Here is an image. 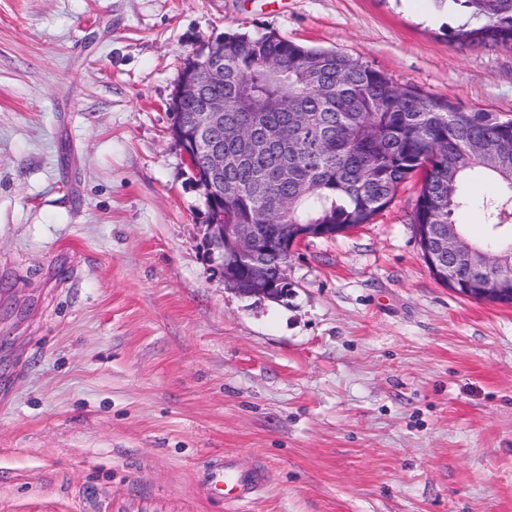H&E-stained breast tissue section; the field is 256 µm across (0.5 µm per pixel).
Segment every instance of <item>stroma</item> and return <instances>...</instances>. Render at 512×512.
<instances>
[{
  "instance_id": "stroma-1",
  "label": "stroma",
  "mask_w": 512,
  "mask_h": 512,
  "mask_svg": "<svg viewBox=\"0 0 512 512\" xmlns=\"http://www.w3.org/2000/svg\"><path fill=\"white\" fill-rule=\"evenodd\" d=\"M435 0H0V512H512V305L448 288L411 217L312 239L288 295L214 274L170 136L186 56L226 33L334 50L512 117V48ZM472 236L494 182L471 179ZM209 490L224 495L229 511L245 510L263 486L257 470L243 471L234 464L220 460L213 464L206 477Z\"/></svg>"
}]
</instances>
